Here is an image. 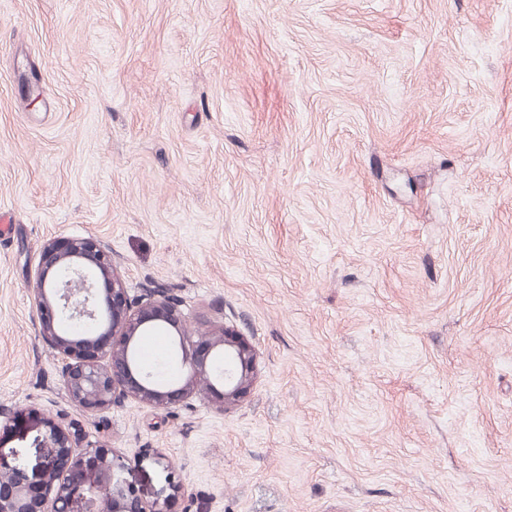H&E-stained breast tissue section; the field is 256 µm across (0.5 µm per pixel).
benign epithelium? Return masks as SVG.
<instances>
[{"instance_id": "7a95c632", "label": "benign epithelium", "mask_w": 512, "mask_h": 512, "mask_svg": "<svg viewBox=\"0 0 512 512\" xmlns=\"http://www.w3.org/2000/svg\"><path fill=\"white\" fill-rule=\"evenodd\" d=\"M33 292L40 337L71 399L88 412L129 399L165 408L193 394L228 412L252 390L257 352L239 330L205 320L189 336L173 298L131 297L98 239H49ZM154 328L181 350L183 373L165 385L134 357L141 336ZM126 471L113 449L90 440L76 422L35 406L0 410V512H166L158 497L143 501Z\"/></svg>"}]
</instances>
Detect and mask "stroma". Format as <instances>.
<instances>
[{"mask_svg": "<svg viewBox=\"0 0 512 512\" xmlns=\"http://www.w3.org/2000/svg\"><path fill=\"white\" fill-rule=\"evenodd\" d=\"M0 408L168 512H512V0H0ZM55 236L255 347L249 398L76 406Z\"/></svg>", "mask_w": 512, "mask_h": 512, "instance_id": "1", "label": "stroma"}]
</instances>
